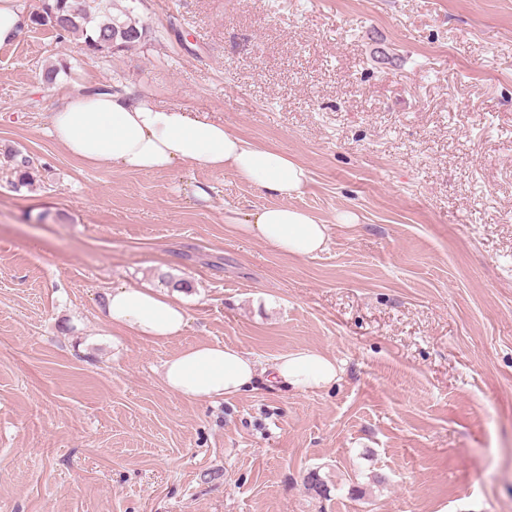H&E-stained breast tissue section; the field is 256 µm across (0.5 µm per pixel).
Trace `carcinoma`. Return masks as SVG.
<instances>
[{
    "label": "carcinoma",
    "mask_w": 512,
    "mask_h": 512,
    "mask_svg": "<svg viewBox=\"0 0 512 512\" xmlns=\"http://www.w3.org/2000/svg\"><path fill=\"white\" fill-rule=\"evenodd\" d=\"M123 0H88L86 9L79 15L70 13L71 0H43L40 13L30 16L33 26H49L60 35L72 36L80 41L83 50L90 54H116L124 51V36L136 34L146 40L147 28L140 23L130 6ZM10 161L18 185L31 182L30 157L19 150L10 153Z\"/></svg>",
    "instance_id": "carcinoma-1"
}]
</instances>
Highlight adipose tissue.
<instances>
[{"label": "adipose tissue", "mask_w": 512, "mask_h": 512, "mask_svg": "<svg viewBox=\"0 0 512 512\" xmlns=\"http://www.w3.org/2000/svg\"><path fill=\"white\" fill-rule=\"evenodd\" d=\"M49 134L70 156L93 167L164 172L185 166L233 172L283 203L243 219L225 216V224L286 255L312 256L326 247L328 225L288 204L309 183V171L282 152L249 143L223 123L128 90L83 91L63 96L51 114ZM180 295L173 287H115L104 297L101 318L146 340H170L187 326ZM258 372L251 354L228 344L190 345L162 366L167 388L189 401L236 396L255 384ZM269 372L278 386L318 391L334 385L341 369L321 352L299 349L276 358Z\"/></svg>", "instance_id": "obj_1"}]
</instances>
